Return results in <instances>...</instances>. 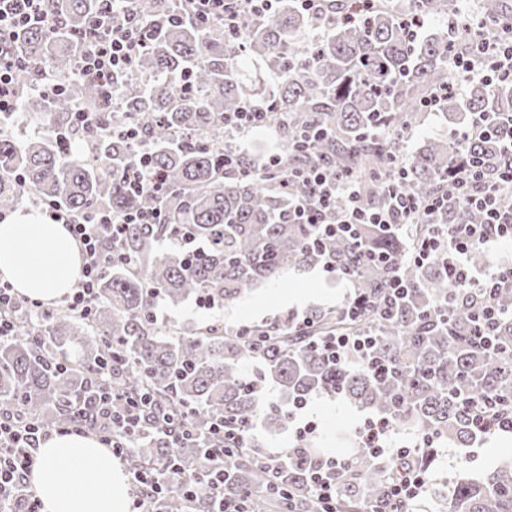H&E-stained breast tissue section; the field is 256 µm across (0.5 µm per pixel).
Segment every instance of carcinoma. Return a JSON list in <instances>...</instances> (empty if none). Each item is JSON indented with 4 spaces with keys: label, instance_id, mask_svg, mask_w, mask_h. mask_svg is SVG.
I'll return each instance as SVG.
<instances>
[{
    "label": "carcinoma",
    "instance_id": "1",
    "mask_svg": "<svg viewBox=\"0 0 512 512\" xmlns=\"http://www.w3.org/2000/svg\"><path fill=\"white\" fill-rule=\"evenodd\" d=\"M455 2L328 0L329 34L311 40L314 20L296 0H278L263 16L241 14L233 36L217 22L169 21L186 11L179 0H132V15L158 30L134 67L141 80L116 74L105 103L92 82L72 78L102 3L50 0L53 29L28 28L14 37L17 96L25 102L46 68L66 79L64 93L41 102L48 131L25 139L0 134V211L34 198L57 200L79 219L159 209L162 222L131 224L109 241L133 267L116 261L106 269L89 316L62 307L17 318L15 334L0 340V405L64 428L84 409L93 367L112 363L115 393L146 395L177 426L172 436L151 431L133 438L131 469L150 477L141 512H218L200 482L206 468L232 473L230 491L246 500L248 512H320L294 455L280 464L261 456L254 426L270 382L282 392L265 412L275 425L288 422V407L318 392L341 395L398 426L412 424L433 443L467 448L484 436L470 411L512 407V289L495 296L503 315L495 346L486 348L474 336L471 310L451 297L441 260L417 266L407 259L428 229L423 219L400 228L366 224L359 241L331 240L313 251L319 226L294 214L308 195L295 171L320 157L360 181L364 206H383L380 175L392 158L391 136L420 122L435 89L455 84L449 53L476 45L472 34L448 29L458 15ZM480 2L488 18L512 13L505 0ZM412 16L437 18L441 26L412 35L403 24ZM269 80L263 124L278 128L286 116L290 127L282 129L276 165L260 170L252 154L224 143V114L254 102ZM95 103L112 134L91 141L87 159L74 160L60 152L56 135L83 139L73 114ZM442 110L453 118L486 115V134L463 154L445 136L425 141L406 166L407 189L447 199L433 216L439 224H479L481 216L459 208L448 185L473 157L482 158L489 176L503 162L500 146L512 141V120H502L512 115V81L476 82L463 98L450 93ZM312 126L326 137L306 146L300 134ZM127 127L137 138L121 134ZM142 152L151 158L149 176L164 180L160 193L150 185L139 192L127 187L125 173ZM226 154L236 158L228 168ZM327 262L353 285L346 303L361 306L353 320L339 308L315 309L310 327L279 320L240 331L221 322L165 324L156 315L161 304L189 300L222 307L288 268ZM395 276L407 282L408 296L387 312L384 290ZM334 333L373 335L374 353L391 373L376 375L356 353L340 362L328 358L315 341ZM220 426L246 439L208 456ZM434 451L427 445L383 466L356 442L334 512H389L387 493L400 470L432 471ZM164 474L172 481L153 489L152 477ZM401 512H512V456L478 476L460 469L433 490L429 506L410 502Z\"/></svg>",
    "mask_w": 512,
    "mask_h": 512
}]
</instances>
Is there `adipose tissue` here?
Segmentation results:
<instances>
[{
    "instance_id": "obj_1",
    "label": "adipose tissue",
    "mask_w": 512,
    "mask_h": 512,
    "mask_svg": "<svg viewBox=\"0 0 512 512\" xmlns=\"http://www.w3.org/2000/svg\"><path fill=\"white\" fill-rule=\"evenodd\" d=\"M82 267L78 242L66 225L35 212L0 224V276L23 295L59 302L75 288ZM31 485L43 512H125L126 481L109 448L89 434L55 435L39 449ZM68 464L61 474L59 464Z\"/></svg>"
}]
</instances>
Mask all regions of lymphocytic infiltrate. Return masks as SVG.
<instances>
[{
  "label": "lymphocytic infiltrate",
  "mask_w": 512,
  "mask_h": 512,
  "mask_svg": "<svg viewBox=\"0 0 512 512\" xmlns=\"http://www.w3.org/2000/svg\"><path fill=\"white\" fill-rule=\"evenodd\" d=\"M106 11L93 26L94 40L89 43L78 64L77 73L90 77L103 93H110L112 77L131 69L145 46L150 29L148 22L133 19L127 12L129 0H104ZM234 9L224 0H188L187 20H220L225 31L238 29L241 11L260 14L271 10L276 0H239ZM468 30L476 31L480 41L472 52L452 56L450 65L457 74V87L472 79L485 81L512 80V19L487 21L480 13L463 15ZM51 23L48 0H0V113L17 109L13 83L15 63L6 45L7 38L18 31ZM506 161L496 177H484L480 170L467 168L455 179L451 192L460 207L484 212L481 224H454L446 228L430 226L411 256L423 265L441 259L448 270V280L455 287L456 297L469 305L475 317L474 334L482 344H490L501 316L494 304L497 289L512 288V264L479 271L470 263V254L512 240V208L503 207L499 194L512 185V145L504 149ZM301 176L309 187L306 199L296 205L301 223L320 225L327 236H355L363 224H410L416 215L432 216L441 207L438 199L422 200L411 194L404 184L386 178L382 186L389 200L386 208L372 211L361 203L360 186L350 176L332 173L321 162H313ZM44 211L56 223L67 225L83 254L81 278L68 307L87 314L102 273L114 257L104 246L105 237H117L127 224H155L161 213L143 210L121 217L101 214L93 219H77L61 206L47 202ZM321 347L336 360L358 352L369 357L372 368L389 372V365L373 357L374 339L370 336L332 335L324 337ZM112 372L100 366L89 385L93 396L82 417L71 421L69 428L80 433H95L100 441L123 454L122 435L135 428L154 424L170 430L173 422L162 410H147L144 401L126 400L120 416L112 414V390L107 382ZM396 427L389 419L371 420L359 428L357 435L365 447L371 448L383 463L410 455L408 446L393 443ZM51 435L50 430L36 422L21 419L17 412L0 406V512H42L40 500L29 490L28 478L39 461V448ZM348 466L347 460L317 458L307 467L304 481L323 503H331Z\"/></svg>",
  "instance_id": "f902f5d3"
}]
</instances>
